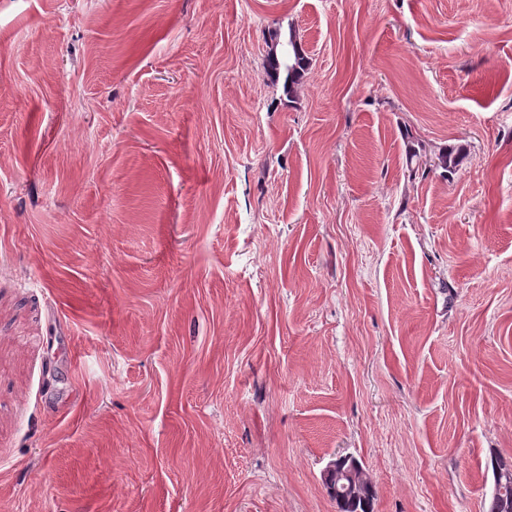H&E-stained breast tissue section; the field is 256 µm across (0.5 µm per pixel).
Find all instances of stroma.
Returning a JSON list of instances; mask_svg holds the SVG:
<instances>
[{
	"instance_id": "1",
	"label": "stroma",
	"mask_w": 512,
	"mask_h": 512,
	"mask_svg": "<svg viewBox=\"0 0 512 512\" xmlns=\"http://www.w3.org/2000/svg\"><path fill=\"white\" fill-rule=\"evenodd\" d=\"M340 455L374 512L512 461V0H0V512H337ZM307 67L308 59L299 42L291 37L278 43L275 51L268 54L265 63V70L271 82H282L284 91L289 95L293 94Z\"/></svg>"
}]
</instances>
